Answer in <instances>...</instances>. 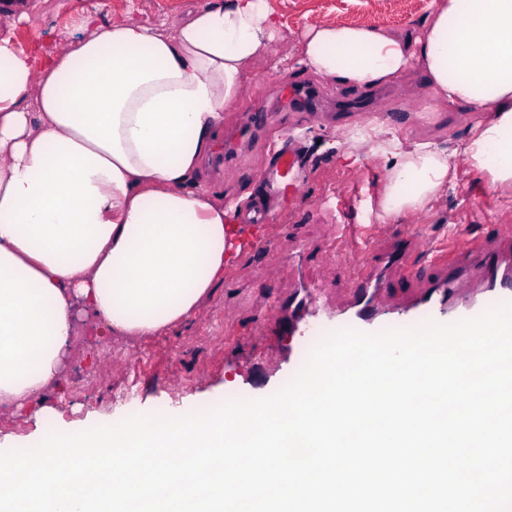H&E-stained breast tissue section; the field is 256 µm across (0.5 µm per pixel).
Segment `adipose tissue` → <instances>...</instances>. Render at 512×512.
I'll list each match as a JSON object with an SVG mask.
<instances>
[{
  "label": "adipose tissue",
  "instance_id": "obj_1",
  "mask_svg": "<svg viewBox=\"0 0 512 512\" xmlns=\"http://www.w3.org/2000/svg\"><path fill=\"white\" fill-rule=\"evenodd\" d=\"M278 27L266 0H215L171 30L113 22L39 65L0 38V407L61 382L77 313L153 336L214 294L236 208L194 176ZM416 61L440 100L493 118L452 151L355 128L386 163L383 218L430 206L460 158L512 186V0H438L417 32L315 24L301 63L364 84Z\"/></svg>",
  "mask_w": 512,
  "mask_h": 512
}]
</instances>
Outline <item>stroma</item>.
<instances>
[{
    "instance_id": "stroma-1",
    "label": "stroma",
    "mask_w": 512,
    "mask_h": 512,
    "mask_svg": "<svg viewBox=\"0 0 512 512\" xmlns=\"http://www.w3.org/2000/svg\"><path fill=\"white\" fill-rule=\"evenodd\" d=\"M24 2L33 8L29 19H21L17 7L0 12V38L42 61L59 52L66 40L80 36L78 24L86 16H93L99 27L116 20L172 26L212 0H103L96 7L89 0ZM267 3L279 19V33L270 52L249 67L240 98L225 108L223 135L231 137L258 104L277 111L285 96L300 86H311L316 102L291 118L289 129L273 128L265 136L240 140L232 160L199 167L196 180L224 202L247 205L252 181L265 164L267 140L291 137L300 165L276 199L274 220L267 228L243 225L242 248L225 268L223 283L188 323L155 336L113 339V346L136 347L148 356L139 391L128 402L114 398L126 384L124 366L98 360L105 341L95 335L92 317L79 316L63 382L39 395L44 405L62 410L65 422L85 420L101 426L184 404L203 408L220 400L269 396L287 384L288 353L300 346L299 338L278 335L268 322L270 303H288L302 281L322 285L326 300L334 305L344 304L350 295L351 281L329 260V253H346L367 270L413 224L424 225L435 244L453 243L460 225L474 240L512 233V187L491 188L463 164L429 209L379 219L384 163L372 156L369 145L349 138L357 125L386 124L403 147L426 139L452 149L477 125L488 122L490 113L441 102L418 67L386 83L342 85L300 63L304 34L314 23L409 28L429 15L433 0H399L392 9L372 8L365 0ZM370 100L379 103V111H364ZM390 109L409 113V123L390 124ZM348 152L359 155L358 164L344 161ZM342 224L349 227L343 237L338 234ZM262 231L276 240L274 248L263 252L250 245ZM365 241L370 250L359 251ZM40 429L30 411L0 408V442L28 448L36 445Z\"/></svg>"
}]
</instances>
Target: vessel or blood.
Returning a JSON list of instances; mask_svg holds the SVG:
<instances>
[{"label":"vessel or blood","instance_id":"vessel-or-blood-1","mask_svg":"<svg viewBox=\"0 0 512 512\" xmlns=\"http://www.w3.org/2000/svg\"><path fill=\"white\" fill-rule=\"evenodd\" d=\"M288 145L273 147L261 178L262 193L277 195L278 168L290 154ZM420 226H411L387 253L386 260L407 268L418 288L397 297L396 284L384 270L357 274L353 293L343 307L327 305L316 289L301 284L295 299L296 313L288 325L292 336H309L320 327L336 332L357 329L376 333L388 328L420 326L428 322L454 323L480 314L486 308L512 302V239L500 235L459 246L424 243ZM422 247L425 261L411 264L407 255ZM479 276H472V268Z\"/></svg>","mask_w":512,"mask_h":512}]
</instances>
